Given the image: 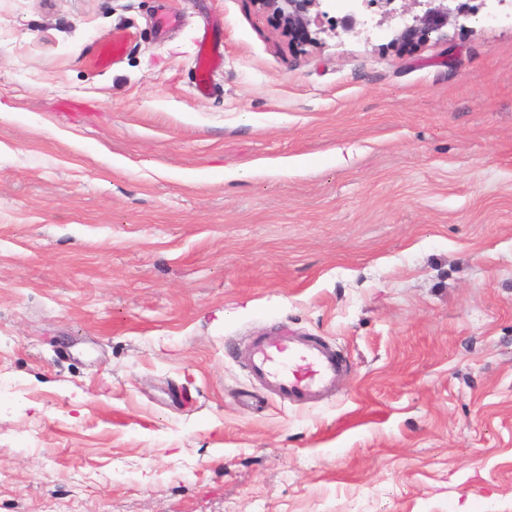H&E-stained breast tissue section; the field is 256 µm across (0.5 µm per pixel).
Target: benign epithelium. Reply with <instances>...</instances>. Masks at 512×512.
Instances as JSON below:
<instances>
[{
    "label": "benign epithelium",
    "mask_w": 512,
    "mask_h": 512,
    "mask_svg": "<svg viewBox=\"0 0 512 512\" xmlns=\"http://www.w3.org/2000/svg\"><path fill=\"white\" fill-rule=\"evenodd\" d=\"M401 2L399 9L392 8L395 2ZM259 10L276 13L283 26V34L288 37L289 44L312 42L311 27L317 32H324L323 18L327 12L320 10L322 0H253ZM366 5H378L384 14L399 12L411 15V21L405 23L392 40L396 46L420 44L434 35L443 33V29L453 23L465 27L466 23L478 15L480 6L472 4V0H363ZM362 24L358 18V10L348 11L335 19L333 27L346 34L358 33L357 26Z\"/></svg>",
    "instance_id": "benign-epithelium-1"
}]
</instances>
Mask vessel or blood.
<instances>
[{"label": "vessel or blood", "instance_id": "1", "mask_svg": "<svg viewBox=\"0 0 512 512\" xmlns=\"http://www.w3.org/2000/svg\"><path fill=\"white\" fill-rule=\"evenodd\" d=\"M200 61L193 88L205 95L211 90V57L208 39H200ZM250 376L268 392L289 404L311 409L335 395L345 377L347 360L326 342L299 336L280 328L271 335L251 337L245 351Z\"/></svg>", "mask_w": 512, "mask_h": 512}]
</instances>
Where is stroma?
Listing matches in <instances>:
<instances>
[{
    "mask_svg": "<svg viewBox=\"0 0 512 512\" xmlns=\"http://www.w3.org/2000/svg\"><path fill=\"white\" fill-rule=\"evenodd\" d=\"M364 19L0 0V512H512V9ZM282 325L336 398L259 392ZM323 1L326 0H253L260 11H272L280 17L283 34L291 45L315 42L317 38L311 37L312 25L317 27L315 35L324 32L322 23L327 12L320 10ZM481 1L479 5H471L472 0H363L367 7L377 4L385 15H393L397 10L402 16L412 14L411 22H406L392 40L396 46L426 42L432 35H442L451 23L465 27L487 0ZM395 2L402 3L399 9H387ZM200 61L196 70V76L193 83L194 91L200 95H206L211 90V57L216 51V45L210 46L208 37L204 33L199 41ZM245 364L268 392L307 409L336 395L349 368L332 346L312 336H297L286 326L273 335L251 337Z\"/></svg>",
    "mask_w": 512,
    "mask_h": 512,
    "instance_id": "35a3bbf8",
    "label": "stroma"
}]
</instances>
